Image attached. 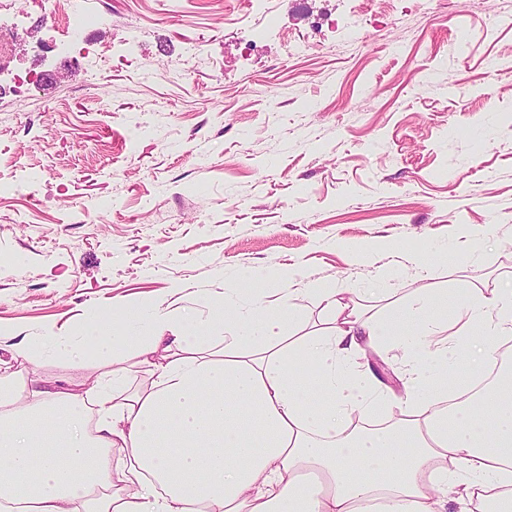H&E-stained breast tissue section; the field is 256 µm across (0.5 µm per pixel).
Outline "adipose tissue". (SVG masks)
I'll return each mask as SVG.
<instances>
[{"label":"adipose tissue","mask_w":512,"mask_h":512,"mask_svg":"<svg viewBox=\"0 0 512 512\" xmlns=\"http://www.w3.org/2000/svg\"><path fill=\"white\" fill-rule=\"evenodd\" d=\"M277 269H243L210 298L205 320L155 303L94 313L79 343L8 345L0 357V512H447L449 494H496L512 512V289L472 288L449 306L422 289L386 318L350 317L341 291L315 289L332 311L305 331ZM224 334L214 337L213 328ZM400 353L401 393L355 354ZM106 366L87 387L34 379L43 359ZM497 375L476 399L448 405L449 358ZM147 367V387L119 374ZM400 413L349 429L348 409Z\"/></svg>","instance_id":"ef3b65f1"}]
</instances>
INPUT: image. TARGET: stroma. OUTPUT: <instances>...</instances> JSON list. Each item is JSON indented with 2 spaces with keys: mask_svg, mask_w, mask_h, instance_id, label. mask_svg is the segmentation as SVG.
Returning <instances> with one entry per match:
<instances>
[{
  "mask_svg": "<svg viewBox=\"0 0 512 512\" xmlns=\"http://www.w3.org/2000/svg\"><path fill=\"white\" fill-rule=\"evenodd\" d=\"M16 0L0 60V336H65L130 301L206 317L238 270H287L309 327L433 285L512 289V0ZM396 243L355 259L354 248ZM469 253L455 265L452 257ZM68 0H54L53 15L61 19H65L67 24V38L68 42L74 46H78L80 41L76 38V35L81 32V29L91 24L95 20L93 13L77 14L68 12L66 5ZM72 16H75L70 19Z\"/></svg>",
  "mask_w": 512,
  "mask_h": 512,
  "instance_id": "obj_1",
  "label": "stroma"
}]
</instances>
